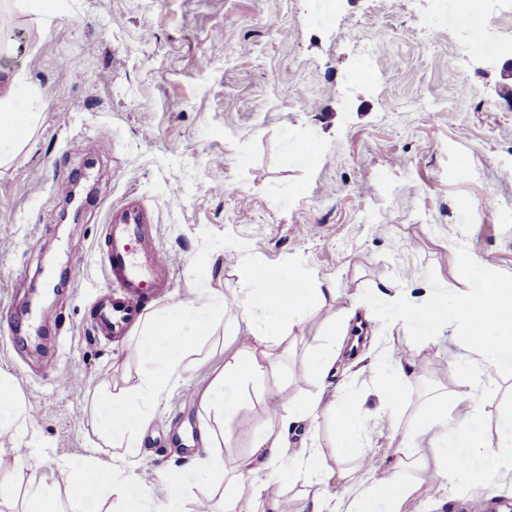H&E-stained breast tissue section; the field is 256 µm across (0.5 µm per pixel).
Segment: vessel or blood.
Masks as SVG:
<instances>
[{"mask_svg":"<svg viewBox=\"0 0 512 512\" xmlns=\"http://www.w3.org/2000/svg\"><path fill=\"white\" fill-rule=\"evenodd\" d=\"M151 210L136 197L112 208L105 233L97 244L111 285L91 304L90 326L94 333L117 338L142 317L146 301L162 297L167 288L166 259L151 230Z\"/></svg>","mask_w":512,"mask_h":512,"instance_id":"1","label":"vessel or blood"}]
</instances>
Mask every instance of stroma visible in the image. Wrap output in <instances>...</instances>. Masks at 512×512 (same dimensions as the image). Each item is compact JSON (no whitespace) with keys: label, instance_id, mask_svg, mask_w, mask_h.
<instances>
[{"label":"stroma","instance_id":"obj_1","mask_svg":"<svg viewBox=\"0 0 512 512\" xmlns=\"http://www.w3.org/2000/svg\"><path fill=\"white\" fill-rule=\"evenodd\" d=\"M0 0V29L14 38L0 68L24 69L41 100L18 108L41 123L0 173V377L21 402L30 454L18 465L0 446V480L16 496L0 512H23L31 476L57 480L61 512L72 501L63 465L98 460L121 470L100 512H196L207 499L224 512L215 478L171 489L170 473L219 457L232 473L249 452L245 429L264 417L269 393L335 406L355 392L363 450L379 471L391 466L399 437L374 382L390 355L406 350L425 367L404 384V420L421 426L419 489L398 512H505L512 482L456 486L435 479L442 427L427 426V393H447L451 417L478 416L488 438L512 429V372L486 363L459 371L432 343L428 323L395 322L378 293L391 282L412 300L464 289L461 255L478 272L512 279V45L472 51L463 75L447 41L423 45V25L459 38L474 23H506L512 0ZM380 43L364 58L357 31ZM430 102L433 113L420 111ZM79 152H72L73 144ZM153 210L164 252L176 263L168 298L156 310L223 292L224 320L192 356L162 399L139 455L105 444L97 432L103 384L139 371V328L107 340L89 325V305L108 284L95 248L108 210L128 194ZM84 264L82 283L67 266ZM288 269L334 286L375 318L356 353L341 352L323 381L311 373L332 334V307L312 316L290 345L282 369L245 391L231 422L202 409L199 392L244 349L233 299L244 268ZM53 265L62 281L49 299L43 353L12 340L17 300ZM212 428L204 447L200 433ZM316 448L320 462L352 468L340 456L327 417L298 429L291 454ZM143 493L131 501L126 484Z\"/></svg>","mask_w":512,"mask_h":512}]
</instances>
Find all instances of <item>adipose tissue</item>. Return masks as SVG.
<instances>
[{
	"label": "adipose tissue",
	"instance_id": "adipose-tissue-1",
	"mask_svg": "<svg viewBox=\"0 0 512 512\" xmlns=\"http://www.w3.org/2000/svg\"><path fill=\"white\" fill-rule=\"evenodd\" d=\"M34 93L25 73L0 72V170L13 165L40 123V113L15 109L19 96ZM474 266V261L462 258L467 288L457 294L426 293L414 303L404 298L401 289L387 283L382 295L398 321L418 319L445 331L448 343L459 350V360L475 355L496 368L512 371V281L488 280L475 274ZM336 297L332 286L308 284L287 270L258 265L247 269L236 306L255 346L234 354L204 388L200 401L205 410L232 420L245 388L278 371L289 348V336ZM223 319L224 296L211 289L196 300L169 305L145 319L140 338L142 367L135 382L103 395L98 402L101 433L113 447L124 449L131 458L139 454L143 432L156 418L162 397L181 379L191 355ZM415 375V363L406 357H391L386 368L376 371V386L389 412L401 408L399 382ZM276 410L275 418L250 426V452L239 465L241 475L251 480L254 501L267 512H280L274 487L300 482L323 488L321 494L307 500V512H397L398 505L416 493V473L422 466L417 426H396L400 442L395 460L388 476L376 481L353 477L346 470L334 471L318 461L313 449L299 459H290L289 436L299 423L319 417V401L292 399L277 404ZM330 421L343 453L360 458L362 416L357 400H340ZM445 445L437 476L448 485L464 482L478 486L491 471L512 476L511 432L492 440L476 420L466 419L452 424ZM62 476L75 512H91L99 490L111 487L118 473L109 465L91 471L70 465ZM332 484L337 493L326 494V486Z\"/></svg>",
	"mask_w": 512,
	"mask_h": 512
}]
</instances>
